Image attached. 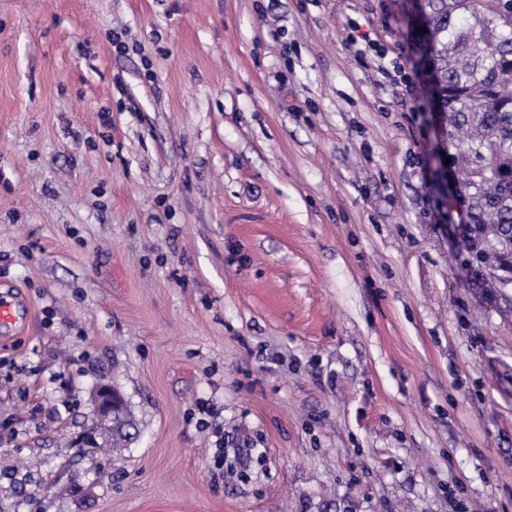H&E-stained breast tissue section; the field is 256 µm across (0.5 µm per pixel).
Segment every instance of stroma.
I'll use <instances>...</instances> for the list:
<instances>
[{
  "label": "stroma",
  "mask_w": 512,
  "mask_h": 512,
  "mask_svg": "<svg viewBox=\"0 0 512 512\" xmlns=\"http://www.w3.org/2000/svg\"><path fill=\"white\" fill-rule=\"evenodd\" d=\"M405 3L0 0V512H512ZM97 413L105 420L120 419L126 411V401L123 395L108 384H101L95 393Z\"/></svg>",
  "instance_id": "1"
}]
</instances>
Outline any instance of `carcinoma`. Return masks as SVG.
<instances>
[{
    "mask_svg": "<svg viewBox=\"0 0 512 512\" xmlns=\"http://www.w3.org/2000/svg\"><path fill=\"white\" fill-rule=\"evenodd\" d=\"M464 14L474 24L462 28ZM426 33L422 49L432 62L433 110L451 164L459 169L458 196L470 227V256L497 284L512 271V0H417Z\"/></svg>",
    "mask_w": 512,
    "mask_h": 512,
    "instance_id": "carcinoma-1",
    "label": "carcinoma"
}]
</instances>
